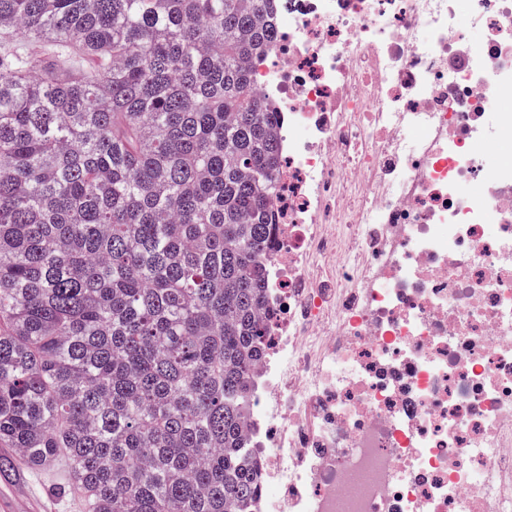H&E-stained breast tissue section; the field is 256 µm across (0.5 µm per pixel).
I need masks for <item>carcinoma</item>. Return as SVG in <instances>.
I'll return each mask as SVG.
<instances>
[{
  "mask_svg": "<svg viewBox=\"0 0 512 512\" xmlns=\"http://www.w3.org/2000/svg\"><path fill=\"white\" fill-rule=\"evenodd\" d=\"M0 448L88 512H248L272 0H0Z\"/></svg>",
  "mask_w": 512,
  "mask_h": 512,
  "instance_id": "carcinoma-1",
  "label": "carcinoma"
}]
</instances>
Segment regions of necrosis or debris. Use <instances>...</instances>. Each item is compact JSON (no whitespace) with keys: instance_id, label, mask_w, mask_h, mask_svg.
<instances>
[{"instance_id":"obj_1","label":"necrosis or debris","mask_w":512,"mask_h":512,"mask_svg":"<svg viewBox=\"0 0 512 512\" xmlns=\"http://www.w3.org/2000/svg\"><path fill=\"white\" fill-rule=\"evenodd\" d=\"M250 512H512V0H276Z\"/></svg>"}]
</instances>
